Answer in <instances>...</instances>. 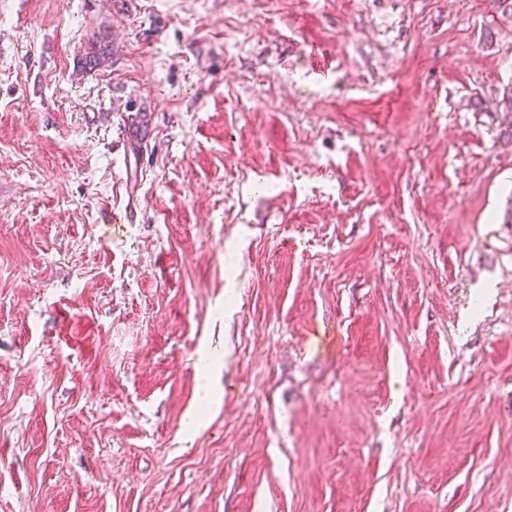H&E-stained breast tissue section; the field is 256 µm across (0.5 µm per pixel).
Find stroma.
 I'll use <instances>...</instances> for the list:
<instances>
[{"label":"stroma","instance_id":"1","mask_svg":"<svg viewBox=\"0 0 512 512\" xmlns=\"http://www.w3.org/2000/svg\"><path fill=\"white\" fill-rule=\"evenodd\" d=\"M509 95L512 0H0V512H512Z\"/></svg>","mask_w":512,"mask_h":512}]
</instances>
